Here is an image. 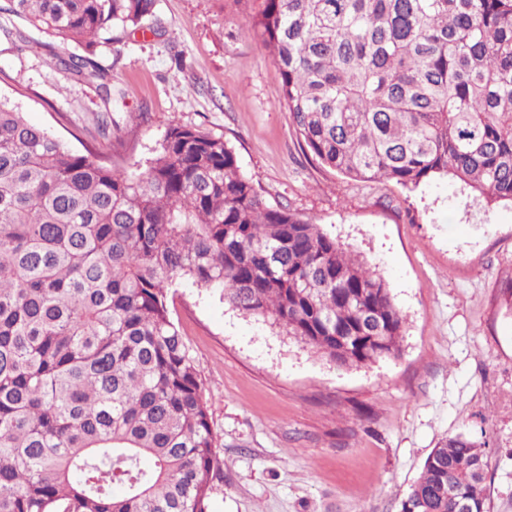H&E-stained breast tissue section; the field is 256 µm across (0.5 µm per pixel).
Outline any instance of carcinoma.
<instances>
[{"instance_id": "carcinoma-1", "label": "carcinoma", "mask_w": 512, "mask_h": 512, "mask_svg": "<svg viewBox=\"0 0 512 512\" xmlns=\"http://www.w3.org/2000/svg\"><path fill=\"white\" fill-rule=\"evenodd\" d=\"M83 46L55 65L102 91L93 48L156 0H9ZM288 122L320 164L413 190L450 177L512 203V0H258ZM217 291L338 367L400 352L384 278L267 204L224 140L173 124L144 172L73 150L0 99V512H207L221 472L174 284ZM482 445L448 438L400 512H486Z\"/></svg>"}]
</instances>
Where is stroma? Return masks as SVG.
Instances as JSON below:
<instances>
[{
    "instance_id": "35a3bbf8",
    "label": "stroma",
    "mask_w": 512,
    "mask_h": 512,
    "mask_svg": "<svg viewBox=\"0 0 512 512\" xmlns=\"http://www.w3.org/2000/svg\"><path fill=\"white\" fill-rule=\"evenodd\" d=\"M9 6L0 0V96L77 151L98 144V90L5 37L48 39ZM251 8L157 0L140 30L101 41L111 141L137 174L171 123L223 138L269 205L379 270L406 322L397 356L340 369L219 293L172 288L222 461L207 512H400L427 456L458 434L486 446L487 512H512V204L486 205L449 178L409 191L313 161Z\"/></svg>"
}]
</instances>
